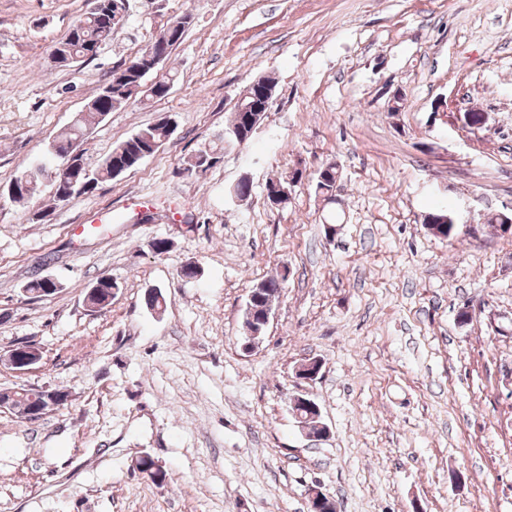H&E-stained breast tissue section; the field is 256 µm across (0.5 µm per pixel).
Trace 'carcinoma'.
<instances>
[{"label":"carcinoma","instance_id":"carcinoma-1","mask_svg":"<svg viewBox=\"0 0 512 512\" xmlns=\"http://www.w3.org/2000/svg\"><path fill=\"white\" fill-rule=\"evenodd\" d=\"M114 0H94V6L90 12L77 20L68 36L59 43V51L62 53L61 66L66 67L79 61H88L96 58L103 44L112 39L113 32L122 27L121 20L115 19L112 8ZM194 22L193 14L185 12L182 15L169 20L164 26L163 33L153 41L149 42L142 52H147L152 47L171 49L179 44L187 30ZM141 55H136L129 61V64L112 70V93H106L102 89L98 95L88 103L86 110L78 115L73 125L64 129L52 145L55 152H65L75 140L83 138L89 131L99 125L108 113L120 109L133 98L140 96L146 100L163 98L169 94V85L174 83L176 74L168 73L155 81L152 85L146 84V75L142 74L136 67V62ZM276 84L268 77L259 78L255 84L249 86L244 93V103L256 106L259 111H266V104L275 96ZM243 113L236 110L233 112V119L229 128L227 138L219 137L201 147L207 155H213L221 159L224 154V140L237 143L248 142L250 137L241 131ZM175 116L168 115L166 120H159L137 130L125 140L117 143L107 154L97 168L92 171V176L84 178L85 168L79 167L69 169L65 172L56 173L52 184L61 186L73 180L85 181L83 192L89 193L104 182H114L136 168L147 155L156 153L164 144V141L171 135L170 122ZM32 171L25 170L15 176L10 185L18 186L17 192L12 195H0V201L21 203L31 200L42 192L43 181L40 178H32ZM303 172L295 169L289 175L282 176L269 182L266 192L269 194L282 193L284 189H290L288 177L293 181L302 179ZM341 180V172L337 164L328 163L321 167L316 176L315 193L325 199L336 196V184ZM267 288L257 290L259 299L255 303L256 311H263L264 307L274 298L277 279L265 280ZM117 284L110 278L102 277L93 285L88 287L84 296V305L92 311H100L112 305V289ZM61 284L50 277H40L29 281L25 289L37 296H46L57 292Z\"/></svg>","mask_w":512,"mask_h":512}]
</instances>
